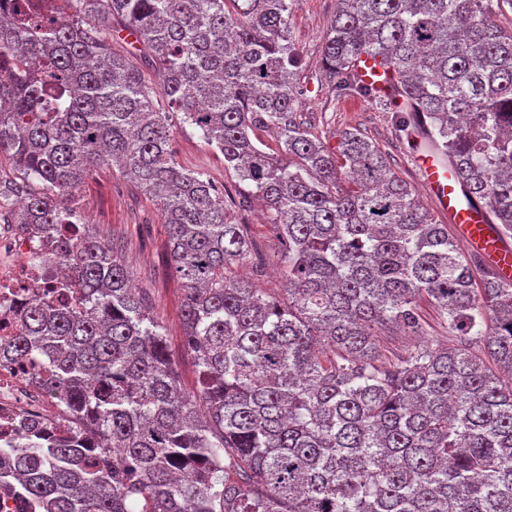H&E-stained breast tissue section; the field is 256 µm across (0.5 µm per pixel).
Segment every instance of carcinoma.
<instances>
[{"label":"carcinoma","instance_id":"obj_1","mask_svg":"<svg viewBox=\"0 0 512 512\" xmlns=\"http://www.w3.org/2000/svg\"><path fill=\"white\" fill-rule=\"evenodd\" d=\"M13 0L0 12V220L56 231L68 311L37 300L0 349L52 359L43 387L74 429L0 442V484L46 512H512V285L467 256L357 131L331 151L296 122L293 0ZM324 38L339 96L394 113L465 202L512 237V27L500 0H337ZM159 70L155 88L123 54ZM393 72L366 85L361 56ZM191 126L248 186L182 166ZM275 134L273 150L257 137ZM112 163L160 207L184 287L198 391H182L160 322L114 248L77 220ZM255 197L284 245V297L234 268L251 255L228 209ZM448 345L389 358L420 333ZM423 318L426 321V327L421 336H391L388 339L387 350L408 356L422 345L435 347L448 341V325H444L443 320L436 311L428 304L421 303Z\"/></svg>","mask_w":512,"mask_h":512}]
</instances>
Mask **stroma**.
<instances>
[{
    "instance_id": "35a3bbf8",
    "label": "stroma",
    "mask_w": 512,
    "mask_h": 512,
    "mask_svg": "<svg viewBox=\"0 0 512 512\" xmlns=\"http://www.w3.org/2000/svg\"><path fill=\"white\" fill-rule=\"evenodd\" d=\"M335 11L336 0H294L292 5L290 27L301 58L297 71L301 90L297 119L313 138L329 148L337 146L341 131L360 132L379 146L399 176L415 191H422L413 152L401 139L391 113L366 99L338 97L318 80L324 36ZM172 147L183 165L205 164L231 194L242 191L243 185L235 173L225 169L223 155L209 147L195 130H175ZM77 204L90 228L104 240L116 243L118 256L133 273L134 287L165 328L168 351L182 389L196 392L197 369L183 344L184 291L168 267V238L156 202L142 195L118 167L106 163L87 178ZM228 217L234 223L246 225L254 242V258L240 266V273L257 275L259 287L280 294L283 282L274 270V257L281 244L266 224L260 203L253 199L247 207L230 208ZM422 313L426 321L423 335L389 337V351L406 356L419 347L447 341L448 327L436 311L426 305Z\"/></svg>"
}]
</instances>
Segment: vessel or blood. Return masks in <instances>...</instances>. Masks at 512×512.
I'll list each match as a JSON object with an SVG mask.
<instances>
[{"instance_id": "obj_1", "label": "vessel or blood", "mask_w": 512, "mask_h": 512, "mask_svg": "<svg viewBox=\"0 0 512 512\" xmlns=\"http://www.w3.org/2000/svg\"><path fill=\"white\" fill-rule=\"evenodd\" d=\"M424 190L439 212L454 224L462 242L480 254L502 281L512 283V247L491 231L489 216L482 208L464 206L448 169L433 156L419 155Z\"/></svg>"}]
</instances>
